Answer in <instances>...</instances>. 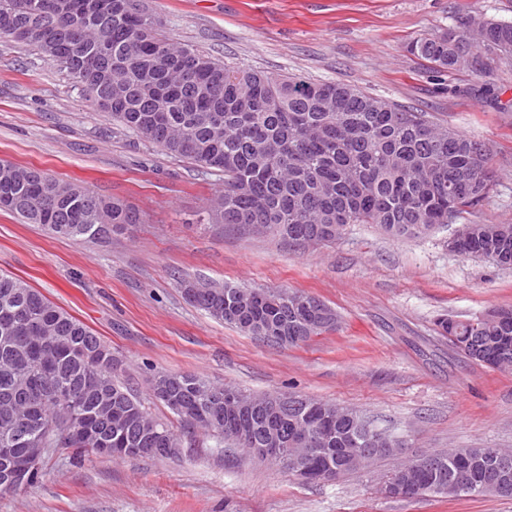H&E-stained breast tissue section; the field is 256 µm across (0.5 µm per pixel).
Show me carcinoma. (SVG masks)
<instances>
[{
    "mask_svg": "<svg viewBox=\"0 0 512 512\" xmlns=\"http://www.w3.org/2000/svg\"><path fill=\"white\" fill-rule=\"evenodd\" d=\"M478 36L453 28L406 45V51L447 72L469 60L479 66L512 54V23L477 18ZM16 28L28 35L17 38ZM0 36L31 45L78 83L92 104L126 132L170 156L224 174V190L206 208L209 224L272 232L290 246L336 241L351 224H376L395 236H418L486 198L489 160L482 144L425 112H413L344 83L270 77L225 65L159 33L157 18L140 0H0ZM23 224L60 237L96 238L139 214L118 201L64 183L34 167L0 161V195ZM458 253L512 266V224H468ZM247 289L197 288L189 302L212 318L279 346H295L330 331L335 311L314 296L266 291L239 309ZM37 318L62 347L35 348L13 317ZM440 335L466 357L484 364L479 347L507 325L448 317ZM103 340L23 278L0 274V493L14 458L34 446L49 454L110 448L112 458H137L138 448H179L172 422L158 418L120 378L119 360L85 356ZM64 391L72 403L33 399L31 383ZM153 397L178 423L203 430L217 448L229 447L224 386L191 373L158 372ZM250 431L247 448L265 447L270 432L289 441L306 434L320 480L357 469L349 452L377 438L376 456L401 443L374 430L336 421V407L315 411L302 402L281 413L261 405L236 416ZM478 449L434 453L427 473L416 461L391 480L421 479L427 493L452 497L451 486L485 474Z\"/></svg>",
    "mask_w": 512,
    "mask_h": 512,
    "instance_id": "obj_1",
    "label": "carcinoma"
}]
</instances>
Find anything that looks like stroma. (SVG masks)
I'll return each mask as SVG.
<instances>
[{"mask_svg":"<svg viewBox=\"0 0 512 512\" xmlns=\"http://www.w3.org/2000/svg\"><path fill=\"white\" fill-rule=\"evenodd\" d=\"M170 42L276 77L342 82L431 113L489 152L493 188L460 217L512 224V56L448 73L408 54L415 38L477 17L512 22V0H145ZM0 160L43 169L138 210L97 240L61 238L0 210V272L17 275L90 327L153 414L152 373H196L248 392H293L350 407L402 440L401 454L330 481L224 455L202 431L178 456L44 459L37 483L0 494V512H512V499L386 496L382 479L448 448L512 449V372L469 360L439 335L512 309V268L448 249L447 224L395 237L353 224L336 242L288 246L204 224L221 173L166 156L99 112L30 48L0 37ZM300 290L338 315L293 347L242 333L190 305L180 283Z\"/></svg>","mask_w":512,"mask_h":512,"instance_id":"1","label":"stroma"}]
</instances>
